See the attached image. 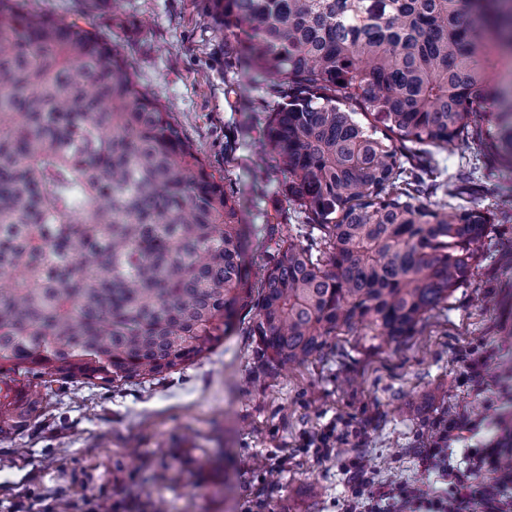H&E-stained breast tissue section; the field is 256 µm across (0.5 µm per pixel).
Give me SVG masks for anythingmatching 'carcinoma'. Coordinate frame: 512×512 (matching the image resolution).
Segmentation results:
<instances>
[{
	"instance_id": "obj_1",
	"label": "carcinoma",
	"mask_w": 512,
	"mask_h": 512,
	"mask_svg": "<svg viewBox=\"0 0 512 512\" xmlns=\"http://www.w3.org/2000/svg\"><path fill=\"white\" fill-rule=\"evenodd\" d=\"M281 99L267 147L304 224L239 199L96 34L0 0V441L53 384L158 381L246 325L275 371L364 326L413 335L467 284L494 214L435 150L512 168V0H206ZM496 86V135L483 138ZM274 243L256 279L250 234ZM472 151V152H471ZM473 150L462 151L455 146H448V150H440L436 152V159L439 167L445 170L447 177L456 175L458 170L470 169L474 166L481 167L482 160L477 161Z\"/></svg>"
}]
</instances>
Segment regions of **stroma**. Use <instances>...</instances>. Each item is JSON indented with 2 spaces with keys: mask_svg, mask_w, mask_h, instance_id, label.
<instances>
[{
  "mask_svg": "<svg viewBox=\"0 0 512 512\" xmlns=\"http://www.w3.org/2000/svg\"><path fill=\"white\" fill-rule=\"evenodd\" d=\"M23 10L79 20L125 59L184 135L236 192L248 224H294L283 176L264 146L277 104L263 81L225 55L205 0H121L76 18L73 0H19ZM446 175L475 169L458 203L512 214V172L477 169L473 152L437 151ZM493 344L494 381H465V359ZM461 414L477 434L465 449L512 429V223L492 224L484 258L446 308L402 342L368 331L329 338L307 363L263 370L250 337L225 339L207 359L162 382L110 390L63 387L35 424L0 443V512L96 498L132 512H341L348 476L316 438L334 427L339 450L380 480H423L416 451L435 421ZM220 454L222 472L193 460Z\"/></svg>",
  "mask_w": 512,
  "mask_h": 512,
  "instance_id": "1",
  "label": "stroma"
}]
</instances>
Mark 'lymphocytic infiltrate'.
<instances>
[{
	"mask_svg": "<svg viewBox=\"0 0 512 512\" xmlns=\"http://www.w3.org/2000/svg\"><path fill=\"white\" fill-rule=\"evenodd\" d=\"M463 416H447L436 440L417 453L421 469L437 473L445 488L415 483L376 481L358 459L344 463L349 474L344 512H512V471L500 469L503 454L498 443L469 449L465 468L448 462V443L473 430Z\"/></svg>",
	"mask_w": 512,
	"mask_h": 512,
	"instance_id": "obj_1",
	"label": "lymphocytic infiltrate"
}]
</instances>
